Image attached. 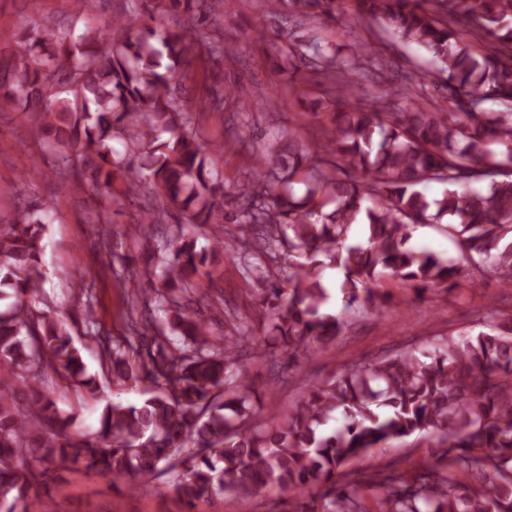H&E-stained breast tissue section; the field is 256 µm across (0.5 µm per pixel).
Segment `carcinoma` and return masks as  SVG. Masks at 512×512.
Returning <instances> with one entry per match:
<instances>
[{"label":"carcinoma","instance_id":"1","mask_svg":"<svg viewBox=\"0 0 512 512\" xmlns=\"http://www.w3.org/2000/svg\"><path fill=\"white\" fill-rule=\"evenodd\" d=\"M166 12L193 15L177 29L140 28L142 5L128 15L77 35L51 16L21 27L23 51L0 57V102L38 122L49 150L59 152L62 184L101 193L121 174L183 212L193 226L211 223L224 199L221 176L209 166L208 144L172 81L190 60L234 55L201 31L222 0H152ZM293 6L296 24L336 17L337 0H273ZM361 10L394 37L443 64L441 89L452 111L414 99L388 102L383 93L364 105L352 75L364 46L346 57L308 40V65L341 82L343 109L333 113L325 139L302 143L271 136L252 155L261 176L240 186L248 208L232 228L211 230L196 250L189 238L155 259L153 228L165 208L144 214L143 267L135 300L126 303L128 334L95 338L103 368L114 380L143 388L137 403L106 404L99 429L81 433L46 393L31 388L20 404L13 388L23 371L43 380L60 375L94 399L66 319L32 309L40 297L42 228L51 207L26 203L0 228V512H48L51 486L84 470L122 483L177 475L173 491L184 512L205 496H251L267 486L295 493L292 512H512V318L490 310L484 329L443 339L415 353L356 364L322 384H301L289 414L264 412L254 379L233 368L249 348L279 349L288 368L329 347L355 307L385 312L379 286L393 277L425 294L471 286L487 278L512 284V0H359ZM464 23L463 39L452 22ZM124 37L112 39V31ZM238 104L233 90L214 85L204 105L222 112ZM118 138L127 158H116ZM430 183L443 186L434 196ZM448 221L458 257L443 259L409 246L420 224ZM240 254L246 279L266 284L257 301L264 335H252L233 309L230 332L212 339L193 313L205 303L200 267L226 251ZM336 272L332 284L326 270ZM342 307L326 309L329 288ZM166 305L144 342L136 310ZM336 422L332 429L329 422ZM427 431L445 451L410 473L388 468L370 475L346 469L354 456Z\"/></svg>","mask_w":512,"mask_h":512}]
</instances>
